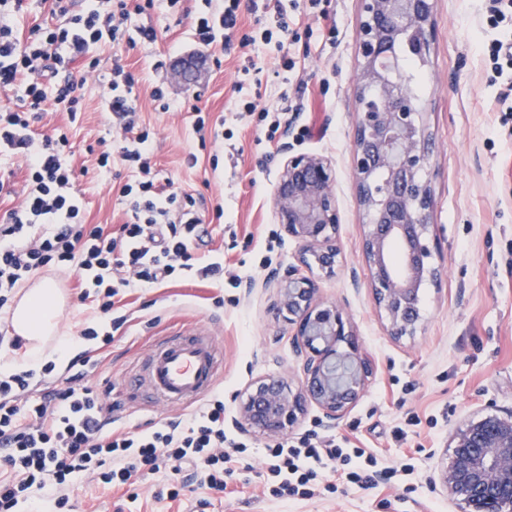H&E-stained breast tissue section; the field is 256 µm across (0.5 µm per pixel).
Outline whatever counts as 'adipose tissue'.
Listing matches in <instances>:
<instances>
[{
    "label": "adipose tissue",
    "mask_w": 512,
    "mask_h": 512,
    "mask_svg": "<svg viewBox=\"0 0 512 512\" xmlns=\"http://www.w3.org/2000/svg\"><path fill=\"white\" fill-rule=\"evenodd\" d=\"M64 307V298L52 281L43 279L28 288L12 311V324L26 341L22 366L38 364L48 339L57 330V320Z\"/></svg>",
    "instance_id": "obj_1"
}]
</instances>
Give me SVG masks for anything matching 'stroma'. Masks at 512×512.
Returning <instances> with one entry per match:
<instances>
[{"instance_id":"stroma-1","label":"stroma","mask_w":512,"mask_h":512,"mask_svg":"<svg viewBox=\"0 0 512 512\" xmlns=\"http://www.w3.org/2000/svg\"><path fill=\"white\" fill-rule=\"evenodd\" d=\"M281 3L301 33L286 47L296 63L293 70L275 65L278 51L271 44L257 42L247 55L235 47H198L186 16L197 2L183 0L182 10L148 17L156 42L106 41L93 48L100 69L81 89L77 123L50 112L34 125L37 134L49 136L65 128L86 223L117 227L126 220L119 189L134 174L118 159L107 169L96 163L97 151L124 137L103 107L104 75L117 62L138 76L133 97L142 124L153 133L158 184L167 193L195 195L209 246L224 255L223 282L187 278L125 294L121 303L128 321L100 349L79 338L95 319L77 302V274L43 269L37 276L52 280L66 296L59 333L72 340L73 351H94L100 364L88 380L112 403L119 426L128 429L146 430L190 414L187 406L158 408L134 399L128 378L172 327L212 329L224 348L216 386L224 394V425L254 448L251 458L233 464L227 493H208L189 476L181 500L156 498L144 486L132 503L121 490L83 482L74 488L75 512H458L433 487L452 430L487 411H512V180L503 172L512 153V113L504 100L512 93V74L494 76L487 52L507 30L488 25V0L436 2V38L418 97L434 139L427 170L433 198L428 237L439 275L421 289L422 321L415 336L397 339L367 286L365 219L350 168L359 2L322 0L319 17L290 9V0ZM188 57L201 62L191 85L177 73L179 61ZM156 87L180 104L178 114L156 109L151 99ZM244 98L271 110L287 109L288 127L268 134L255 117L243 115ZM197 107L208 113L210 127L222 128L223 137L200 141ZM292 150L326 156L335 166L342 258L334 276L321 278L320 297L344 308L373 369L365 393L343 418L327 420L312 406L292 434L333 435L388 465L413 464L417 475L359 489L347 486L342 472H332L327 481L337 485L336 493L284 502L263 493L261 450L269 438L238 428L237 421L238 395L250 382L295 374L302 363L292 345L293 326L275 311L277 278L296 264L300 252L277 223L273 204L274 186ZM410 415L417 419L411 427L405 424ZM401 425L406 436L394 437Z\"/></svg>"}]
</instances>
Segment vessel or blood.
Segmentation results:
<instances>
[{
	"label": "vessel or blood",
	"instance_id": "b4317fda",
	"mask_svg": "<svg viewBox=\"0 0 512 512\" xmlns=\"http://www.w3.org/2000/svg\"><path fill=\"white\" fill-rule=\"evenodd\" d=\"M223 366L224 352L207 328H180L154 343L131 386L155 404H192L216 387Z\"/></svg>",
	"mask_w": 512,
	"mask_h": 512
}]
</instances>
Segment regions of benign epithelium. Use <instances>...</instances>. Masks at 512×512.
<instances>
[{
  "label": "benign epithelium",
  "mask_w": 512,
  "mask_h": 512,
  "mask_svg": "<svg viewBox=\"0 0 512 512\" xmlns=\"http://www.w3.org/2000/svg\"><path fill=\"white\" fill-rule=\"evenodd\" d=\"M358 66L353 78L356 123L352 171L364 224L369 287L391 336L415 334L420 288L438 276L427 237L432 205L425 178L433 139L409 91L403 56L414 35L434 40L436 0H359ZM332 162L290 154L274 187L275 214L300 246L299 261L277 285L276 314L294 326L305 353L296 379L261 377L240 394L243 427L264 436L289 431L311 405L342 418L364 394L372 369L344 309L319 298L316 270L339 263L341 215ZM439 487L460 512H512V413L487 411L451 433Z\"/></svg>",
  "instance_id": "obj_1"
}]
</instances>
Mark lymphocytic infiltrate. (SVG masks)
Masks as SVG:
<instances>
[{
  "mask_svg": "<svg viewBox=\"0 0 512 512\" xmlns=\"http://www.w3.org/2000/svg\"><path fill=\"white\" fill-rule=\"evenodd\" d=\"M180 0H91L76 13L72 0H51L63 25L36 27L19 39L9 19L24 9V0H0V87L21 86L15 108L0 111V157L23 161L26 184L20 206L0 215V311H6L22 283L41 269L75 271L81 280L80 302L91 303L111 327L81 330L85 340L112 342V327L124 324L115 315L116 298L135 288H153L173 277L224 276L223 257L203 251L206 229L195 197L163 192L151 166L149 133L137 128L132 91L135 74L113 64L105 107L124 140L116 152H102L97 163L109 167L120 157L136 174L122 185L128 220L117 231L84 223L73 191L74 171L64 155L67 134L37 137L33 122L53 109L76 117L85 75L97 71L92 49L102 40L133 43L157 39L154 28L135 26L137 16L170 12ZM202 0L192 35L196 44L253 46L252 36H238L241 11L258 13L260 0H224L214 11ZM99 365L82 352L69 362V374L56 372L48 361L37 369L0 373V512H41L50 500L53 512H72L70 494L78 482L91 480L110 488H129L162 473L169 499H178V477L192 469L202 488L220 493L227 486L232 458L248 446L224 429V396H211L180 421H166L152 430L113 429L112 408L86 382ZM266 486L270 496L295 501L314 496L322 477L345 467L351 484L371 487L375 474L403 479L410 464L382 467L376 455L345 448L335 439L311 433L281 439L265 450ZM136 500V493L128 495Z\"/></svg>",
  "mask_w": 512,
  "mask_h": 512,
  "instance_id": "obj_1",
  "label": "lymphocytic infiltrate"
}]
</instances>
